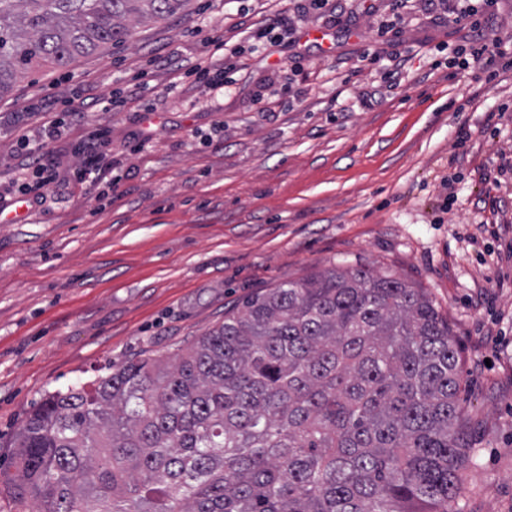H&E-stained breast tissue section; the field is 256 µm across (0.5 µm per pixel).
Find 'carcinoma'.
Masks as SVG:
<instances>
[{
    "mask_svg": "<svg viewBox=\"0 0 512 512\" xmlns=\"http://www.w3.org/2000/svg\"><path fill=\"white\" fill-rule=\"evenodd\" d=\"M190 0H0V95ZM448 321L330 269L246 297L172 361L48 393L17 438L19 512H448L475 457Z\"/></svg>",
    "mask_w": 512,
    "mask_h": 512,
    "instance_id": "cac0c4a2",
    "label": "carcinoma"
}]
</instances>
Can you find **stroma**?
I'll return each instance as SVG.
<instances>
[{"mask_svg":"<svg viewBox=\"0 0 512 512\" xmlns=\"http://www.w3.org/2000/svg\"><path fill=\"white\" fill-rule=\"evenodd\" d=\"M285 18L264 58L246 29ZM512 35V0H192L135 37L0 97V472L49 391L172 358L245 296L333 267L423 289L455 334L476 448L461 512H512V70L465 60L472 22ZM236 35L245 70L212 100L191 67ZM405 64L392 82V60ZM119 99L105 111L102 102ZM274 111H266V102ZM66 132L44 140L42 125ZM104 134L98 181L73 170ZM59 172L46 202L18 139Z\"/></svg>","mask_w":512,"mask_h":512,"instance_id":"obj_1","label":"stroma"}]
</instances>
